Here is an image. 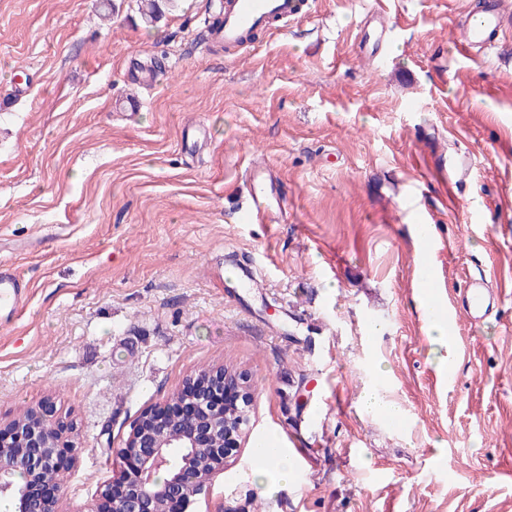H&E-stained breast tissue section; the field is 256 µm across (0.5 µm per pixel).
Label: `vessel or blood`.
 Returning <instances> with one entry per match:
<instances>
[{"instance_id": "vessel-or-blood-1", "label": "vessel or blood", "mask_w": 512, "mask_h": 512, "mask_svg": "<svg viewBox=\"0 0 512 512\" xmlns=\"http://www.w3.org/2000/svg\"><path fill=\"white\" fill-rule=\"evenodd\" d=\"M302 0H224L223 23L210 31L212 40L223 43L230 53L239 52L242 38L250 30L282 28L300 14ZM504 29V17L499 0L465 22L458 31L456 43L464 49L496 48ZM277 187L271 175L263 169H253L249 178L248 204L243 214L245 222L268 224L278 222L281 212L274 205ZM437 244H429L419 260L420 286L426 296V311L456 318L465 311L469 320L485 317L501 299L499 292L490 288L485 273L468 275L464 281L461 305L450 304L441 288L438 268L432 258L438 252ZM27 284L12 269L0 267V312L13 317L24 305Z\"/></svg>"}]
</instances>
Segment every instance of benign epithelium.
<instances>
[{
  "instance_id": "obj_1",
  "label": "benign epithelium",
  "mask_w": 512,
  "mask_h": 512,
  "mask_svg": "<svg viewBox=\"0 0 512 512\" xmlns=\"http://www.w3.org/2000/svg\"><path fill=\"white\" fill-rule=\"evenodd\" d=\"M249 375L241 370L215 369L207 384L182 385L177 405L165 401L140 416L154 429L135 430L132 422L119 452L123 466L105 486L88 512H155L165 497L184 508L207 491L199 484V463L189 455L171 465L170 449L197 448L214 441L213 458L219 466L250 431L253 394ZM75 448L66 427L56 416L53 402L45 399L32 409L31 418H12L0 424V495H10L14 512H57L61 487L55 474L73 461Z\"/></svg>"
}]
</instances>
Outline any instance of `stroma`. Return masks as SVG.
I'll return each instance as SVG.
<instances>
[{
	"instance_id": "35a3bbf8",
	"label": "stroma",
	"mask_w": 512,
	"mask_h": 512,
	"mask_svg": "<svg viewBox=\"0 0 512 512\" xmlns=\"http://www.w3.org/2000/svg\"><path fill=\"white\" fill-rule=\"evenodd\" d=\"M112 2L0 0V263L29 291L0 320V423L46 397L76 423L58 512H87L141 411L224 364L251 377L252 440L189 512H512V0L485 54L452 39L483 0H306L235 58L206 38L220 0L151 27ZM154 57L157 84L133 81ZM452 153L474 169L449 189ZM257 164L280 223L241 218ZM418 224L448 296L480 268L504 290L455 320L446 370ZM369 387L402 427L364 411ZM264 435L303 454L271 493Z\"/></svg>"
}]
</instances>
